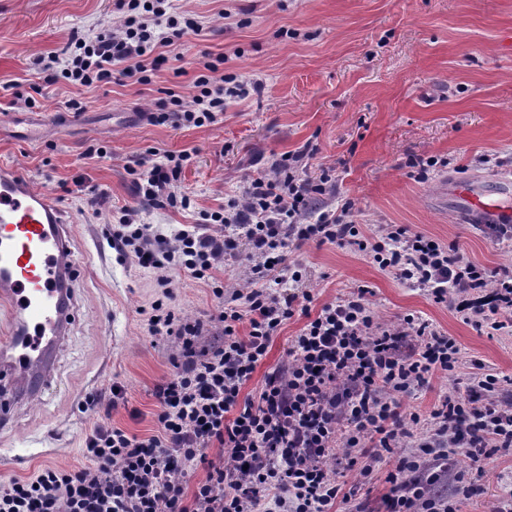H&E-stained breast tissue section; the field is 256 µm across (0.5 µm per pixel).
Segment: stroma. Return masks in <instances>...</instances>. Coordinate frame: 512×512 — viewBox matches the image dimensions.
I'll use <instances>...</instances> for the list:
<instances>
[{
	"instance_id": "obj_1",
	"label": "stroma",
	"mask_w": 512,
	"mask_h": 512,
	"mask_svg": "<svg viewBox=\"0 0 512 512\" xmlns=\"http://www.w3.org/2000/svg\"><path fill=\"white\" fill-rule=\"evenodd\" d=\"M205 33L183 46V74L162 69L152 84L115 81L93 89L42 84L32 108L13 106L10 84L38 81L34 60L63 52L73 35H90L113 20V0H0V163L21 168L52 194L76 232L74 260L78 317L56 363V380L37 400L17 404L15 427L0 434V481L24 479L46 467H89L84 440L99 416L84 410L87 397L121 382L126 401L109 421L132 434L157 428L155 385L169 378L178 353L174 338L146 333L144 308L155 299L156 274L121 260L107 242L119 207L138 209L144 224H196L223 205L245 175L269 167L282 153L316 146L307 174L336 171L338 197L316 207L354 200L363 224H409L444 242H457L488 269L512 266V242H497L478 219L457 212L451 184L465 180L491 194L507 193L512 179V0H179ZM223 56L224 70L260 80L263 91L228 102L224 119L196 127L150 124L145 114L160 89L191 96L193 59ZM82 101V111L69 100ZM39 129L37 142L27 141ZM106 159L88 158L93 145ZM186 150L191 163L181 183L189 210L142 207L132 169L156 151ZM438 156L447 167L428 180L410 175L411 156ZM303 288L313 308L369 287L385 323L413 314L433 322L458 343L463 365L436 375L406 399L429 414L440 396L464 386L471 363L512 377V335L478 333L423 291L380 272L369 260L326 244H304ZM180 315L209 321L218 301L185 274L172 283ZM296 316L271 344L243 388L257 395L265 374L286 358L302 327ZM24 455V469L13 468ZM391 461L375 463L370 479L337 474L365 512H385ZM461 512H496L512 490V455L486 464Z\"/></svg>"
}]
</instances>
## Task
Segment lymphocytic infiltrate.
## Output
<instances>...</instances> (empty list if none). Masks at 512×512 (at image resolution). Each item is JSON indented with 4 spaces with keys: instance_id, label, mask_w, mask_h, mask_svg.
Instances as JSON below:
<instances>
[{
    "instance_id": "obj_1",
    "label": "lymphocytic infiltrate",
    "mask_w": 512,
    "mask_h": 512,
    "mask_svg": "<svg viewBox=\"0 0 512 512\" xmlns=\"http://www.w3.org/2000/svg\"><path fill=\"white\" fill-rule=\"evenodd\" d=\"M115 8L119 25L73 37L64 56L39 60L45 82L91 88L123 77L148 85L170 47L202 32L172 0H116ZM223 63L220 56L196 61L192 97L165 90L149 121L201 127L223 117L227 100L261 93L260 81L225 73ZM313 155L310 148L287 152L247 175L238 194L203 213L208 234L143 224L137 210L122 208L108 242L123 259L156 271L161 294L146 326L150 335L180 344L174 373L153 390L158 428L138 436L96 423L84 442L89 467H47L1 482L0 512H329L339 501L344 512H364L330 476L343 465L369 478L362 458L395 461L387 512H459L460 500L476 493L461 472L452 492L437 493L446 475L432 464L459 451L478 466L512 450V399L500 393L499 377L473 373L428 417L405 410L404 398L459 367L456 340L414 315L381 323L364 286L312 311L310 292L286 289L302 278L288 252L310 242L348 249L489 336L512 331V267L487 269L458 245L407 224H360L350 199L314 212L315 197L335 195L336 175L326 169L302 176ZM190 160L185 150L163 152L135 179L142 199L160 209H189L181 174ZM237 256L244 259V285L222 287L215 272ZM176 272L218 299L216 343L201 346L205 323L171 307ZM298 314L306 322L290 341L287 362L268 372L258 396L243 395L274 336ZM213 448L224 450L228 464L209 461ZM201 465L205 480L188 488L189 474Z\"/></svg>"
}]
</instances>
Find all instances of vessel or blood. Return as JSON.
<instances>
[{
  "label": "vessel or blood",
  "instance_id": "obj_1",
  "mask_svg": "<svg viewBox=\"0 0 512 512\" xmlns=\"http://www.w3.org/2000/svg\"><path fill=\"white\" fill-rule=\"evenodd\" d=\"M452 195L464 213L512 223V199L467 182ZM74 242L62 210L18 168L0 164V380L12 402L52 382L58 353L76 320Z\"/></svg>",
  "mask_w": 512,
  "mask_h": 512
}]
</instances>
